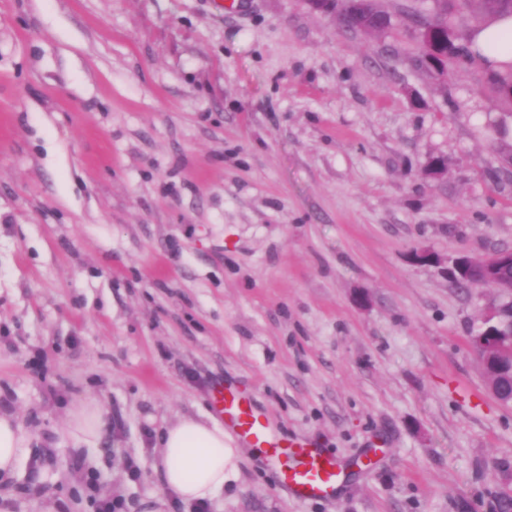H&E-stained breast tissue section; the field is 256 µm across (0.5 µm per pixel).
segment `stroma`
Wrapping results in <instances>:
<instances>
[{"instance_id": "stroma-1", "label": "stroma", "mask_w": 512, "mask_h": 512, "mask_svg": "<svg viewBox=\"0 0 512 512\" xmlns=\"http://www.w3.org/2000/svg\"><path fill=\"white\" fill-rule=\"evenodd\" d=\"M223 2L0 0V409L33 439L0 512H195L152 464L221 385L345 479L297 498L230 433L208 512H497L512 404L471 338L512 295L449 268L512 250V105L425 67L420 0L368 34ZM70 428L78 444H96L104 434L105 410L97 402L82 404L72 413Z\"/></svg>"}]
</instances>
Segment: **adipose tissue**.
<instances>
[{"label":"adipose tissue","instance_id":"1","mask_svg":"<svg viewBox=\"0 0 512 512\" xmlns=\"http://www.w3.org/2000/svg\"><path fill=\"white\" fill-rule=\"evenodd\" d=\"M475 60L497 71L512 63V16L492 20L473 39ZM31 438L14 414L0 412V478L16 476L22 457L28 455ZM154 469L165 490L184 503L211 499L237 474L236 452L226 447L224 431L192 416L171 423L160 440Z\"/></svg>","mask_w":512,"mask_h":512}]
</instances>
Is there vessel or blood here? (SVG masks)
Returning a JSON list of instances; mask_svg holds the SVG:
<instances>
[{
	"label": "vessel or blood",
	"instance_id": "obj_1",
	"mask_svg": "<svg viewBox=\"0 0 512 512\" xmlns=\"http://www.w3.org/2000/svg\"><path fill=\"white\" fill-rule=\"evenodd\" d=\"M213 406L243 444L262 452L279 486L297 497L335 496L343 482V472L332 455L309 440L279 437L266 417L240 392L218 391Z\"/></svg>",
	"mask_w": 512,
	"mask_h": 512
}]
</instances>
